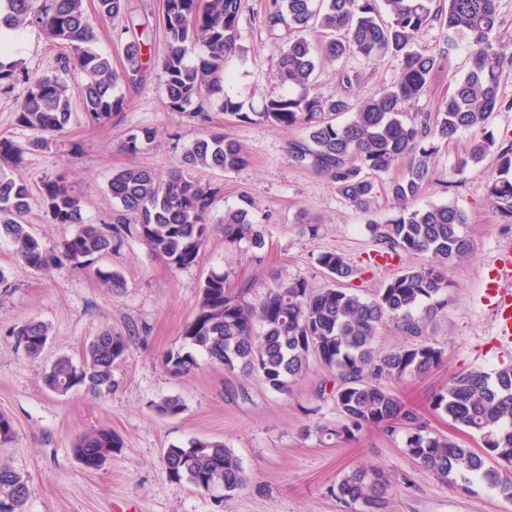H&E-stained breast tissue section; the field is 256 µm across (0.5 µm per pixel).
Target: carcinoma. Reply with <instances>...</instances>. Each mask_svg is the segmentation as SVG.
Masks as SVG:
<instances>
[{"instance_id":"cac0c4a2","label":"carcinoma","mask_w":512,"mask_h":512,"mask_svg":"<svg viewBox=\"0 0 512 512\" xmlns=\"http://www.w3.org/2000/svg\"><path fill=\"white\" fill-rule=\"evenodd\" d=\"M124 10L125 0H97L101 19H112ZM241 15L242 0H164L160 23L167 39L161 61L165 106L184 112L197 101L213 100L224 115L241 122L302 127L306 140L294 144V160L327 174L338 194L364 213L374 204V177L409 158L404 174L388 185L401 210L384 225L369 227L382 245L380 253H411L429 261L406 269L373 298L365 299L342 287L355 275L345 258L322 252L316 262L331 284L316 290L304 278L293 279L269 290L257 308L244 300L249 287L232 293L225 288L224 271L213 269L200 285L196 315L184 331L186 348L167 352L164 366L175 376L189 375L197 369L194 350L198 349L225 370L256 373L270 390L287 395L314 357L340 379L336 408L345 420L336 430L320 428L321 434L350 439L365 427L400 429L404 452L441 481L478 480L512 500V366L491 373L459 372L430 398L434 411L480 436L482 448L476 452L430 431L418 412L384 384L427 374L442 362L441 348L425 341L386 353L375 347L388 322L410 336L423 335L447 302L448 267L473 250L462 231L466 219L459 209L409 203L429 180L440 144L455 140L462 131L485 126L495 112L512 110V99L500 93L512 58L506 59L496 43L500 26L496 0H273L265 25L271 32L288 31L276 71L283 93L266 101L258 112L244 111L243 101L225 89L227 61L240 52ZM434 21L445 30L443 44L438 53L427 54L414 46L413 38ZM29 26L62 44L68 50L65 66L84 73L86 80L77 92L87 120L93 124L119 120L126 98L118 87L142 79L152 64L151 46L141 37L128 41L125 65L118 70L109 56L93 49L96 32L84 0H0V28L19 32ZM312 29L323 34L316 44L305 36ZM458 39L465 41L469 52L468 73L435 115L404 123L403 109L420 99L432 72L449 59ZM198 44L205 48L204 54L191 62L189 54ZM13 52V47H0V84L25 77L29 87L16 122L32 137L23 143L0 138V240L10 242L27 267L36 272L63 265L89 269L101 287L114 293L125 288L124 278L99 260L129 236L138 237L177 270L195 265L217 230L228 245L265 246L263 218L254 200L243 198L215 224L211 213L220 188L183 173L185 168L199 167L230 173L248 165L242 145L222 132L192 140L182 154L181 168L165 175L142 167L113 174L109 189L123 213L110 228L85 217L82 196L65 174L43 181L39 194L48 221L75 226L58 244L45 245L26 222L32 189L14 170L25 153L48 146L67 128L71 92L57 76L32 77L22 72L20 61L3 60ZM388 53L399 58V75L373 97L353 100L313 88L314 74L325 62L347 54L370 60ZM340 115L348 119L336 122ZM153 138L150 127L132 129L122 149L136 155ZM493 147L490 135L470 141L462 165L481 162ZM497 161L499 176L488 186V195L501 216L512 222V151L501 152ZM13 335L25 355L35 360L49 342L50 328L31 320ZM128 346V337L106 329L85 347L80 361L58 358L44 371L43 383L61 396L79 390L109 394L115 386L112 368ZM153 408L161 416L173 417L182 412L183 403L167 397ZM121 447L118 434L95 428L78 436L74 453L85 468L97 470ZM488 458L497 466L486 465ZM164 464L170 481L208 495L229 496L247 483L241 462L220 440L192 438L172 445L164 452ZM389 487L381 470L360 465L338 481L336 498L350 512H385ZM31 495L27 479L1 463L0 512H24Z\"/></svg>"}]
</instances>
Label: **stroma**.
<instances>
[{"instance_id": "stroma-1", "label": "stroma", "mask_w": 512, "mask_h": 512, "mask_svg": "<svg viewBox=\"0 0 512 512\" xmlns=\"http://www.w3.org/2000/svg\"><path fill=\"white\" fill-rule=\"evenodd\" d=\"M271 2L244 0L242 52L228 62L234 74L230 91L249 108H261L282 92L276 80L282 42L263 25ZM84 6L95 19V47L111 57L114 67L125 62L130 24L145 19L153 25L152 55L162 59L163 0H126L125 14L113 20L97 19L96 0H84ZM17 39L19 57L30 76L57 75L73 88L84 82L80 71H62L63 47L39 28H26ZM450 58L433 72L424 95L405 109V121L435 113L468 71L465 46H458ZM342 69L358 76L351 88L339 82ZM399 71L398 58L390 54L375 61L350 55L320 66L315 85L327 95L345 92L362 99L390 85ZM163 80L157 65L142 81L123 86L128 101L123 117L106 126L88 122L81 98L73 97L66 131L48 147L26 153L18 175L36 191L43 180L67 174L84 197L86 217L109 224L120 208L109 190L113 173L130 166L167 173L179 167L183 148L193 139L221 132L242 144L248 166L232 173L195 168L191 175L221 187L214 220H221L241 197H252L270 216L265 246L228 248L218 233L196 265L176 270L144 242L130 237L102 260L125 279L123 291L116 294L101 288L87 271L67 265L33 271L17 258L10 243L0 242V270L10 285L0 296V413L8 415L15 428L13 440L0 445V462L27 479L32 495L25 512H345L336 485L360 463L377 466L389 479L387 512H512V501L482 482L463 485L437 479L405 454L402 434L371 427L349 441L321 437L318 426L340 428L343 417L334 399L336 374L318 361H311L287 395L270 390L258 376L224 370L202 353L194 373L181 378L169 374L162 357L182 346L200 285L210 270L223 269L227 287L234 292L246 288V301L256 306L269 289L288 280L303 278L313 288L326 287L328 279L316 263L325 251L345 257L355 271L353 285L366 298L395 275L421 264L422 258L403 253L389 267L372 263L377 244L368 223L397 215L399 208L387 187L404 173V166L376 177L373 210L363 214L337 193L325 173L295 162L291 147L304 138L302 128L240 122L225 117L214 104L208 107V122L197 124L188 113L165 107ZM27 90L22 79L0 86V136L27 139V131L16 123ZM142 126L155 128V139L140 153L126 154L121 142L130 130ZM487 132L495 138L494 153L479 164L462 165L470 140ZM511 146L510 110L493 113L485 128L441 144L431 178L415 204H451L461 210L466 218L462 230L472 240L473 252L449 267L448 304L424 335L442 349L441 365L427 375L390 385L420 413L429 430L476 449L481 446L479 437L433 413L429 400L454 373L512 365V345L497 344L495 313L484 297L499 248L512 246V223L487 194L497 175V154ZM30 320L47 323L51 332L48 346L34 361L18 350L13 334ZM106 328L129 338L126 356L113 369L117 388L102 396L49 392L43 370L64 355L80 359L85 346ZM170 396L181 399L183 411L174 417L158 415L153 403ZM102 427L117 433L123 446L101 469L89 471L77 461L74 442L82 432ZM193 438L221 440L232 448L247 473L246 486L217 503L188 485L171 482L164 450Z\"/></svg>"}]
</instances>
